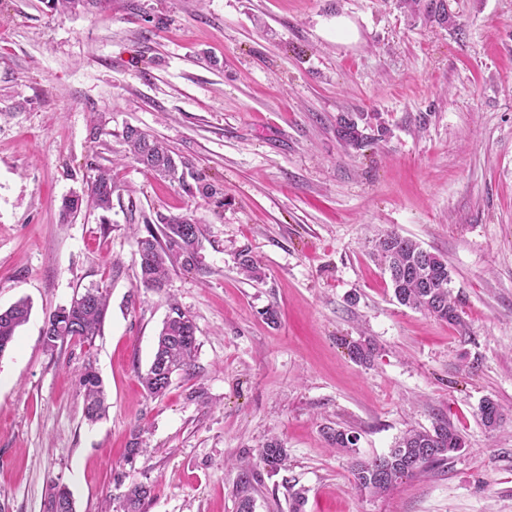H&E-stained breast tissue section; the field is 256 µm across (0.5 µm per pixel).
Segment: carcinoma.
<instances>
[{"label":"carcinoma","instance_id":"carcinoma-1","mask_svg":"<svg viewBox=\"0 0 512 512\" xmlns=\"http://www.w3.org/2000/svg\"><path fill=\"white\" fill-rule=\"evenodd\" d=\"M108 0H48L49 8L66 11L101 8ZM400 8L412 17H422L441 26L456 27L455 16L448 10L447 0H399ZM336 133L345 145L361 149L374 137L364 133L352 118L337 120ZM128 153L147 170L178 184L181 188L196 190L204 195H214L217 189L210 183L195 178V186L186 180L189 163L175 156L165 142L137 127L128 126L123 131ZM88 197L99 209L112 207V197L120 191L111 169L100 167L87 187ZM147 235L137 239L140 280L145 288H158L170 270H203L200 252L202 232L197 220L189 215H159L157 223L145 222ZM374 251L385 266L397 302L411 309L424 311L434 318L454 326H462V318L451 297V271L445 257L423 248L416 241L390 231L375 240ZM239 272L250 280L262 278L256 258L244 249L237 255ZM31 311L28 301L20 300L5 310H0V354L13 342L17 329L27 322ZM107 312V295L98 289H88L63 307L46 322L42 339L48 348L78 338L90 341L101 330ZM197 350L196 326L193 319L178 306L173 305L158 333L154 358L146 373L139 380L146 393L160 397L168 391L175 373H190ZM83 390L84 413L95 421L108 410L106 393L99 373L87 365L78 374ZM483 425L497 428L502 421L501 406L486 399L479 408ZM325 436L337 448H350L356 437L344 429L329 427ZM464 447L461 434L448 422L439 420L429 429L406 431L389 451L369 460L356 462L351 470L354 486L382 494L399 480L411 478L434 468L449 458L450 454ZM260 461L276 470L285 465L287 451L278 439L266 442L259 452ZM254 470L243 469L238 475L240 497L238 512H254V499L248 495L252 489ZM152 486L133 484L123 494L122 512H142L146 500L152 496ZM46 512H76L71 490L59 483L51 484L46 502Z\"/></svg>","mask_w":512,"mask_h":512}]
</instances>
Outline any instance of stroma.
I'll return each mask as SVG.
<instances>
[{
	"label": "stroma",
	"instance_id": "obj_1",
	"mask_svg": "<svg viewBox=\"0 0 512 512\" xmlns=\"http://www.w3.org/2000/svg\"><path fill=\"white\" fill-rule=\"evenodd\" d=\"M448 8L457 28L397 0H0V309L32 305L0 354V512H44L54 482L77 512H121L133 482L154 486L144 512H238L246 466L254 512H512V0ZM343 115L375 142L345 147ZM128 126L219 195L145 172ZM111 164V210L85 199L61 219ZM159 213L198 220L204 270L148 289L134 233ZM390 230L447 259L462 326L396 301L373 255ZM243 248L262 280L239 273ZM88 288L109 295L100 334L45 348L48 317ZM174 304L197 326L194 367L153 398L139 375ZM88 363L111 403L94 423ZM439 419L464 448L384 494L355 489L354 458ZM274 437L276 472L258 461ZM259 459L272 470H277L285 466L287 460V451L280 440L272 438L266 442L263 448L260 449Z\"/></svg>",
	"mask_w": 512,
	"mask_h": 512
}]
</instances>
